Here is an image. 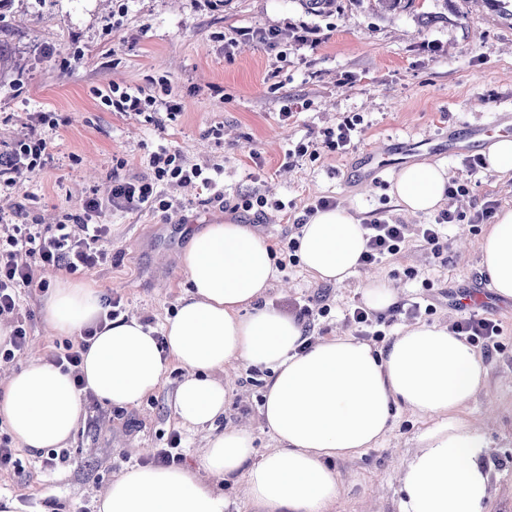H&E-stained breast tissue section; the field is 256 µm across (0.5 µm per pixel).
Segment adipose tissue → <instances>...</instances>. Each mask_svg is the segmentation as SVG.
I'll use <instances>...</instances> for the list:
<instances>
[{
    "label": "adipose tissue",
    "mask_w": 512,
    "mask_h": 512,
    "mask_svg": "<svg viewBox=\"0 0 512 512\" xmlns=\"http://www.w3.org/2000/svg\"><path fill=\"white\" fill-rule=\"evenodd\" d=\"M447 187L444 165L415 162L400 169L391 193L405 212L429 213L446 201ZM364 248L359 219L341 206L316 213L299 237L305 269L326 282L352 276ZM480 252L494 292L512 299V208L490 225ZM179 263L190 289L159 340L134 318L99 325L98 286L59 279L43 327L51 336H78L98 325L79 367L87 388L77 390L71 375L39 355L12 372L0 386V419L18 448L67 447L86 393L106 406L133 405L164 386L174 364L184 377L173 411L182 426L204 432L201 467L126 468L102 493L100 512H231L217 484L236 477L255 512H332L341 483L325 458L376 446L398 406L437 421L405 468L402 512H485L484 442L462 409L487 369L463 337L419 324L379 349L333 336L301 353L304 327L267 303L270 249L246 225H207ZM237 361L271 372L261 415L277 446L262 456L248 430L221 425L229 397L222 374Z\"/></svg>",
    "instance_id": "obj_1"
}]
</instances>
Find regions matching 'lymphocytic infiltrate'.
Segmentation results:
<instances>
[{
    "label": "lymphocytic infiltrate",
    "mask_w": 512,
    "mask_h": 512,
    "mask_svg": "<svg viewBox=\"0 0 512 512\" xmlns=\"http://www.w3.org/2000/svg\"><path fill=\"white\" fill-rule=\"evenodd\" d=\"M48 119L47 113H39V124ZM37 128L31 129L27 139L20 141L12 152L0 153V171H34L49 155V143ZM153 180L124 181L115 179L108 185L104 196H93L83 205L84 217L73 224H59L45 228L38 224H5L0 226V316L17 315L19 290L38 286L47 291L48 283L37 280V273L50 269H66L71 272L91 270L107 259L99 243L110 233L107 224L96 223L95 218L103 205L120 211H137L145 207L165 209L169 202L159 185L168 179L187 184L201 182L212 187L213 180L205 176L202 167L185 166L178 154L160 152L153 154ZM366 249L359 263L376 265L390 256L399 254L407 241L406 225L392 222L385 215L374 217L364 226ZM419 304L409 306L396 303L386 311L378 312L364 304L352 305L348 320L358 335L380 342L388 335L399 316L419 314ZM451 330L465 337L485 355L501 351L500 326L496 319L472 315L454 323Z\"/></svg>",
    "instance_id": "lymphocytic-infiltrate-1"
}]
</instances>
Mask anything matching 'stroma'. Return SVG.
Segmentation results:
<instances>
[{"mask_svg": "<svg viewBox=\"0 0 512 512\" xmlns=\"http://www.w3.org/2000/svg\"><path fill=\"white\" fill-rule=\"evenodd\" d=\"M302 26L317 37L316 46L288 42L273 49L235 39L242 30ZM116 85L169 96L182 110L162 121L150 109L122 115L107 100ZM38 112L58 113L64 123L40 127L51 153L44 168L0 189V220L7 224L65 223L111 179L152 176L149 159L163 147L187 164L220 168L213 191L197 183L163 186L174 201L168 210H104L101 220L112 227L102 242L107 260L79 274L103 295L121 297L124 317L158 333L188 289L179 256L206 225H246L276 250L282 238L297 236L298 220L322 197L363 221L380 212L399 224L434 223L435 214L409 215L397 205L391 195L397 168L367 184L355 167L373 147L409 139L436 145L449 128L512 117V21L487 0H422L417 10L389 13L378 12L374 0H339L336 12L323 16L306 13L299 0H0V152L26 137ZM355 114L364 119L359 138L341 153L324 148L325 132ZM308 142L319 145L317 159L286 162L289 149ZM474 157L436 149L416 156L444 164L449 180L468 186L445 204L465 220L444 229L440 254L413 235L401 253L357 268L339 285L290 266L275 273L271 306L288 313L295 304L325 300L331 312L314 317L311 336H348L346 309L379 281L397 300L433 307L416 319L400 318L395 331L416 322L452 325L462 315L454 297L487 283L479 245L488 225L476 223L477 214L490 200L512 206V178L490 174ZM248 193L285 208L262 219L234 211ZM45 301L43 293L22 292L20 312L33 316L28 345L0 363L1 382L30 355L54 351L56 337L43 332ZM487 302L505 350L486 358L485 384L463 414L485 442L487 512H512V300L491 292ZM269 375L243 362L224 374L230 386L224 423L251 431L261 453L276 446L260 416ZM167 376L162 389L133 406L87 400L67 464L45 472L40 454L20 451L26 470L0 474V494L29 512H77L85 504L94 510L112 477L147 464L175 431L185 466L197 467L205 434L180 427L169 399L182 371L173 366ZM393 414L376 447L327 460L342 486L333 512H400L405 465L435 422L401 408Z\"/></svg>", "mask_w": 512, "mask_h": 512, "instance_id": "1", "label": "stroma"}]
</instances>
